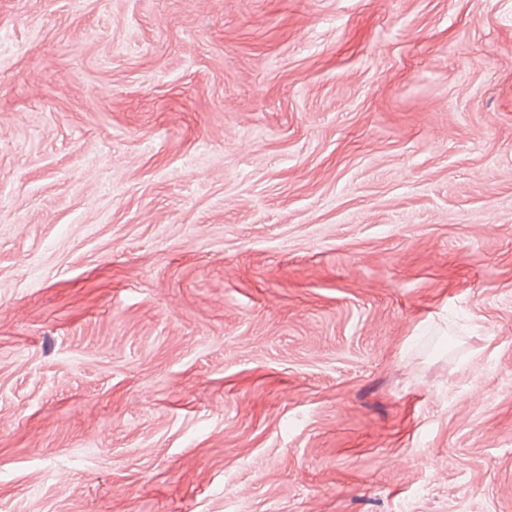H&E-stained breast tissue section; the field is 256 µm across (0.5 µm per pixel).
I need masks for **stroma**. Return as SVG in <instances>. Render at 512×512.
<instances>
[{
  "label": "stroma",
  "mask_w": 512,
  "mask_h": 512,
  "mask_svg": "<svg viewBox=\"0 0 512 512\" xmlns=\"http://www.w3.org/2000/svg\"><path fill=\"white\" fill-rule=\"evenodd\" d=\"M0 512H512V0H0Z\"/></svg>",
  "instance_id": "obj_1"
}]
</instances>
